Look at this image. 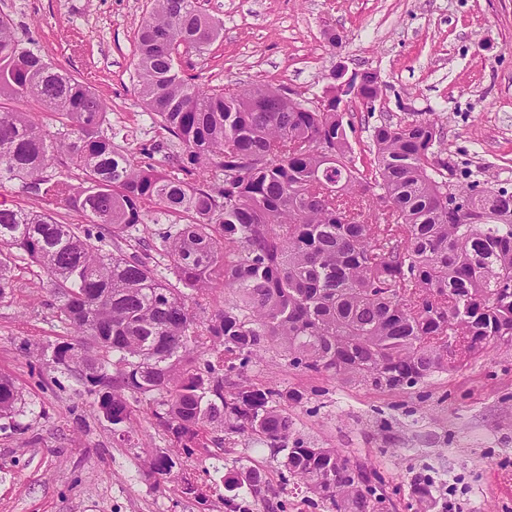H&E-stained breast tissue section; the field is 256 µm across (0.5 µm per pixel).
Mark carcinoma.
<instances>
[{
	"mask_svg": "<svg viewBox=\"0 0 512 512\" xmlns=\"http://www.w3.org/2000/svg\"><path fill=\"white\" fill-rule=\"evenodd\" d=\"M197 0H154L136 39L137 94L152 118L139 153L114 142L108 105L88 84L16 36L0 16V188L18 183L79 215L0 204V302L34 266L54 291L52 317L70 333L50 357L76 376L114 430L136 420L131 400L186 456L242 434L282 455L288 478L334 512H373L374 474L334 448L293 437L288 403L304 394L248 375L276 344L289 365L389 391L459 367L452 335L479 349L512 343V190L452 182L436 123L371 127L370 166H357L336 99L255 83L202 86L182 69L222 34ZM372 115L381 84L358 73ZM35 103L50 130L18 106ZM163 154V168L150 163ZM386 207L383 223L364 207ZM168 221L150 242L135 233ZM235 295L205 319L218 290ZM23 412L0 376V418ZM150 475L204 485L179 455L146 462ZM268 472L224 475L232 496L257 500Z\"/></svg>",
	"mask_w": 512,
	"mask_h": 512,
	"instance_id": "cac0c4a2",
	"label": "carcinoma"
}]
</instances>
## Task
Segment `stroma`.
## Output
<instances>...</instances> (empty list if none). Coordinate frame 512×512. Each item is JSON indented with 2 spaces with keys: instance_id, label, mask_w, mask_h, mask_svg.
Masks as SVG:
<instances>
[{
  "instance_id": "obj_1",
  "label": "stroma",
  "mask_w": 512,
  "mask_h": 512,
  "mask_svg": "<svg viewBox=\"0 0 512 512\" xmlns=\"http://www.w3.org/2000/svg\"><path fill=\"white\" fill-rule=\"evenodd\" d=\"M224 23L189 69L198 83L255 81L321 93L337 66L379 73L374 112L348 102L358 165H369L368 126L378 115L435 120L456 178L512 183V0H198ZM153 0H0V14L106 99L113 130L137 150L151 119L135 93L136 35ZM339 35L329 43L325 30ZM51 285L26 277L0 303V374L21 388L28 414L0 420V512H230L219 461L270 473L271 490L250 512H330L283 483L271 448L235 436L222 459L184 460L207 479L210 506L156 483L143 461L173 442L142 420L135 446L117 440L67 371L31 369L24 341L51 348ZM251 373L303 393L289 404L296 435L374 471L376 512H418L417 483H431V512H512V344L498 343L426 383L383 392L289 366L273 346Z\"/></svg>"
}]
</instances>
